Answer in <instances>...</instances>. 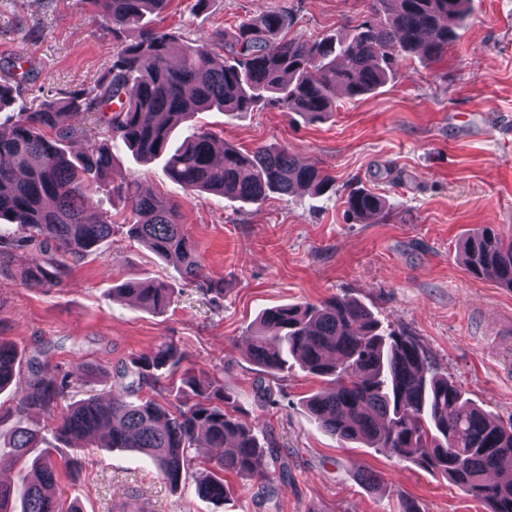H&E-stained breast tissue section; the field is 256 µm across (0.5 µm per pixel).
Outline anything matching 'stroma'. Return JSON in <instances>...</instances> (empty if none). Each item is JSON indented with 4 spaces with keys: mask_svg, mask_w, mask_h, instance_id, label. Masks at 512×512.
<instances>
[{
    "mask_svg": "<svg viewBox=\"0 0 512 512\" xmlns=\"http://www.w3.org/2000/svg\"><path fill=\"white\" fill-rule=\"evenodd\" d=\"M373 0H173L149 17L181 40L270 10L293 15L291 34L310 40L348 36L372 14ZM110 23L86 0H0V79L20 80L12 110L90 88L112 56ZM202 127L220 144L241 150L279 143L317 164L334 186L321 195L298 191L259 205L214 194L194 195L172 180L163 160L137 162L124 144L112 149V173L93 192L99 213L111 216L112 238L99 255L73 265L63 283L28 287L26 272L39 246H19L17 225L0 223L12 242L0 260V340L22 358L46 352L65 371L92 362L80 397L120 388L119 370L164 341L186 354L168 376L175 395L184 370L207 374L238 400V417L253 426L266 478H230L224 501L199 497L193 482L174 488L152 461L126 449L50 439L64 499L82 512H115L127 499L149 512H400L402 499L418 512H488L485 502L449 480L378 448H343L320 430L303 405L321 379L299 364L274 377L246 355L251 327L264 309L344 295L359 300L385 329L410 336L431 367L448 374L466 398L512 425V340L501 324L512 314V289L474 277L461 243L491 226L512 239V0H471L459 40L438 62L416 54L399 60L394 76L374 92L338 95L322 121L264 108L230 118L211 110L178 128L175 141ZM139 180L180 208L207 280L208 293L183 280L176 266L128 237L130 205L113 185ZM380 194L386 211L348 215L350 190ZM130 277L160 279L173 288L163 313L112 295ZM380 476L374 492L360 477Z\"/></svg>",
    "mask_w": 512,
    "mask_h": 512,
    "instance_id": "35a3bbf8",
    "label": "stroma"
}]
</instances>
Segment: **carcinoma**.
I'll return each instance as SVG.
<instances>
[{
  "label": "carcinoma",
  "mask_w": 512,
  "mask_h": 512,
  "mask_svg": "<svg viewBox=\"0 0 512 512\" xmlns=\"http://www.w3.org/2000/svg\"><path fill=\"white\" fill-rule=\"evenodd\" d=\"M112 23V62L89 90L42 101L0 136V221L18 224L23 239L42 243V262L27 271L33 287L58 285L71 265L97 253L112 237V221L90 214L94 186L112 171L111 142L120 140L141 159L164 157L171 179L191 192H213L227 199L260 204L273 194L299 188L325 191L331 178L315 164H302L288 147L263 145L242 152L224 145L214 150L213 133L199 129L176 147L174 130L197 110L227 114L272 106L321 118L336 108V89L351 98L387 82L404 53L438 61L460 38L470 0H376L373 16L344 39L288 38L290 15L271 10L244 20L233 31H215L187 42L175 53L173 32L144 23L170 0H88ZM108 103L104 138L71 156L66 143L83 133L82 120ZM113 193L131 205L129 237L158 258L178 264L183 279L208 291L224 289L205 281L179 210L148 186L130 181ZM347 209L357 218L383 210V199L353 189ZM467 269L478 278L512 288V240L485 226L463 244ZM121 297L160 312L171 301L163 282L127 279L114 289ZM247 357L275 376L293 358L326 387L304 400L308 413L342 445L384 448L393 456L439 472L465 493L482 499L489 512H512V480L489 475L512 460V426L465 398L453 380L431 369L425 352L409 336L386 331L361 302L335 296L318 303L264 310L255 322ZM185 353L173 342L130 360L118 371L128 379L107 401L74 399L83 378L100 372L86 363L82 377L28 361L29 391L0 414L15 428L0 448V468L16 466L44 440L27 426L43 415L53 435L90 440L98 448L130 449L151 457L174 487L193 479L198 495L227 496L224 475L263 477L265 449L253 430L236 416L237 401L207 375L188 374L174 400L158 398L163 375L176 372ZM21 359L14 344L0 342V390L17 375ZM147 392L138 401L126 394ZM209 447L223 449L211 468L192 476L190 450L199 433ZM59 466L44 448L19 489L0 484V512H77L63 510L58 496Z\"/></svg>",
  "instance_id": "obj_1"
}]
</instances>
